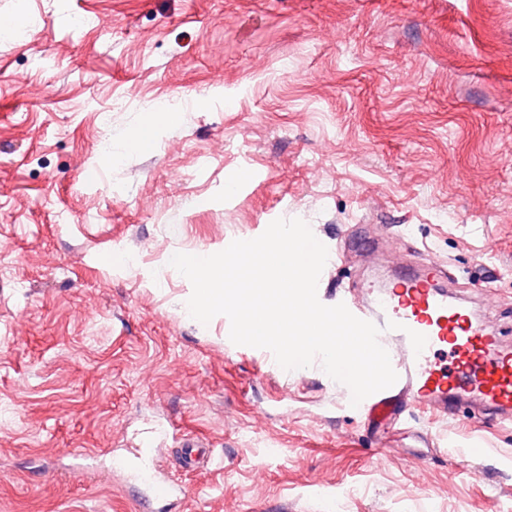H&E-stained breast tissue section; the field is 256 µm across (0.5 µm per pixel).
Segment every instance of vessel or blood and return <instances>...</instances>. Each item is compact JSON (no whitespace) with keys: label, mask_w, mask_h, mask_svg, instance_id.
Listing matches in <instances>:
<instances>
[{"label":"vessel or blood","mask_w":512,"mask_h":512,"mask_svg":"<svg viewBox=\"0 0 512 512\" xmlns=\"http://www.w3.org/2000/svg\"><path fill=\"white\" fill-rule=\"evenodd\" d=\"M361 250L386 253L396 269L377 289L359 284L340 297L353 315L379 327L378 340L398 375L392 387L358 405L384 455L393 453L384 444L387 434L413 409L445 426L459 422V409L467 404L482 418L512 424V349L503 346L488 318L476 316L449 290L446 268L431 260L403 262L383 240ZM151 454L143 448L137 456L145 483L156 497L177 494L178 486L161 477Z\"/></svg>","instance_id":"1"}]
</instances>
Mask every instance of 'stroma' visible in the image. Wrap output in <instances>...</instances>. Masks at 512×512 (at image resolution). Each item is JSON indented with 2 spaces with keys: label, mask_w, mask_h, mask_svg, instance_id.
I'll return each mask as SVG.
<instances>
[{
  "label": "stroma",
  "mask_w": 512,
  "mask_h": 512,
  "mask_svg": "<svg viewBox=\"0 0 512 512\" xmlns=\"http://www.w3.org/2000/svg\"><path fill=\"white\" fill-rule=\"evenodd\" d=\"M8 17L0 512H147L126 466L146 440L187 490L174 512H512V426L417 410L443 453L379 458L321 366L188 318L170 264L299 218L340 254L328 305L389 275L350 244L390 236L512 344V0H0ZM147 124L148 147L99 153Z\"/></svg>",
  "instance_id": "35a3bbf8"
}]
</instances>
